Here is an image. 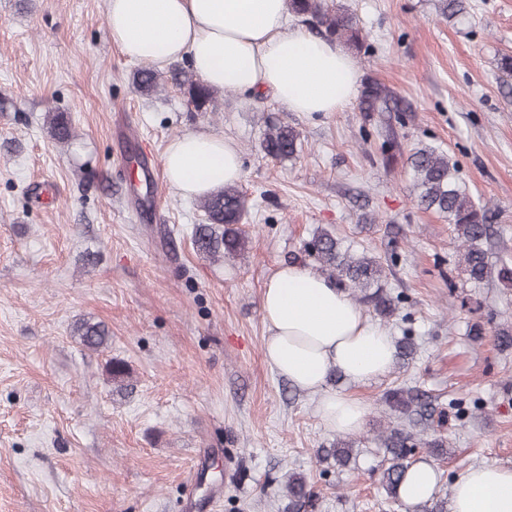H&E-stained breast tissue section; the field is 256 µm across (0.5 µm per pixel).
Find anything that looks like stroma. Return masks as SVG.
<instances>
[{"label":"stroma","mask_w":512,"mask_h":512,"mask_svg":"<svg viewBox=\"0 0 512 512\" xmlns=\"http://www.w3.org/2000/svg\"><path fill=\"white\" fill-rule=\"evenodd\" d=\"M341 2L367 36L359 76L413 108L404 148L447 153L474 202L499 213L490 258L512 256V95L497 68L512 54V0H465L450 21L437 0ZM137 67L109 37L105 0H0V512H283L293 472L312 512H401L380 486V434L403 424L381 402L395 385L435 401L419 434L448 436L440 492L468 468H512V347L496 341L512 333V285L468 281L454 225L417 205L405 164L375 162L377 125L352 103L291 112L233 90L200 112L171 79L187 64L162 68L149 96ZM52 112L72 143L53 139ZM270 119L299 132L296 158L264 157ZM191 131L243 157L246 244L218 260L194 244L198 199L164 180L156 206L136 204L122 162L162 164ZM321 230L390 258L400 303L386 326L417 348L372 383L328 381L368 410L345 467L317 461L337 434L316 395L264 359L262 288L279 266H314L303 244ZM84 321L106 326V348L82 344Z\"/></svg>","instance_id":"1"}]
</instances>
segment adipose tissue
Wrapping results in <instances>:
<instances>
[{"label":"adipose tissue","instance_id":"obj_1","mask_svg":"<svg viewBox=\"0 0 512 512\" xmlns=\"http://www.w3.org/2000/svg\"><path fill=\"white\" fill-rule=\"evenodd\" d=\"M288 0H106L105 23L113 45L132 60L169 65L188 62L200 81L242 95L270 92L292 112H334L354 97L358 73L338 45L286 26ZM169 183L186 197H202L243 176L242 156L230 140L189 132L169 144ZM261 308L269 334L268 366L299 389L317 394L316 413L326 428L361 433L365 404L325 392L331 372L365 384L394 365L387 329L372 322L346 290L314 269L280 266L266 282ZM436 465L414 463L398 488L405 512L431 499ZM448 512H512V468L479 466L453 485Z\"/></svg>","mask_w":512,"mask_h":512}]
</instances>
